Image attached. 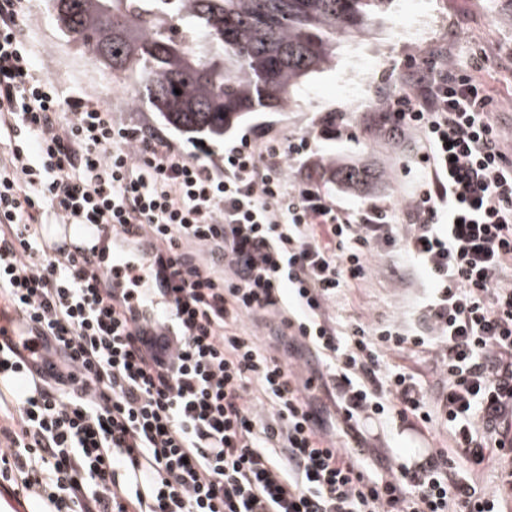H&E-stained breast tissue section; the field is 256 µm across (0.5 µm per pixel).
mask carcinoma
Here are the masks:
<instances>
[{
	"instance_id": "cac0c4a2",
	"label": "carcinoma",
	"mask_w": 512,
	"mask_h": 512,
	"mask_svg": "<svg viewBox=\"0 0 512 512\" xmlns=\"http://www.w3.org/2000/svg\"><path fill=\"white\" fill-rule=\"evenodd\" d=\"M52 16L112 77L193 141H224L250 112L276 111L335 58L338 39L388 17L394 0H49ZM180 89L176 94L174 89ZM367 190L368 168L335 165Z\"/></svg>"
}]
</instances>
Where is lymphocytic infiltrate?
Returning <instances> with one entry per match:
<instances>
[{"label":"lymphocytic infiltrate","mask_w":512,"mask_h":512,"mask_svg":"<svg viewBox=\"0 0 512 512\" xmlns=\"http://www.w3.org/2000/svg\"><path fill=\"white\" fill-rule=\"evenodd\" d=\"M30 0H0V292L24 329L0 377L25 389L0 425V479L56 512H504L512 501V159L486 82L420 70L381 115L421 131L428 181L406 224L324 191L314 137L229 143L203 162L33 64ZM296 161V177L286 163ZM44 224H127L157 237L174 335L139 329L132 289L47 253ZM402 243L429 287L416 323L342 326L331 308L372 250ZM275 321L276 345L252 323ZM424 352L425 368L390 363ZM309 357L347 436L370 412L448 430L426 468L328 439ZM54 363L51 374L37 368ZM262 399H255L254 390ZM496 464L498 481L472 475ZM143 474L122 482L120 470Z\"/></svg>","instance_id":"obj_1"}]
</instances>
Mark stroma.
Here are the masks:
<instances>
[{
	"label": "stroma",
	"instance_id": "1",
	"mask_svg": "<svg viewBox=\"0 0 512 512\" xmlns=\"http://www.w3.org/2000/svg\"><path fill=\"white\" fill-rule=\"evenodd\" d=\"M512 11L507 0H398L391 18L365 34L344 39L332 66L314 74L293 92L288 108L258 112L238 125L237 134L266 141L318 130L316 159L336 158L382 172L369 190L337 191L326 183L341 207L354 211L367 204L403 213L425 171L422 132L392 139L371 128L373 113L400 95L411 93L414 67L439 65L482 77L493 98L491 119L512 156ZM36 65L75 94L92 96L112 110L114 120L137 124L173 140L184 150L192 143L165 125L149 108L137 105V78L107 77L80 41L56 26L47 0H32L26 29ZM344 116L341 132L323 130L331 114ZM423 287L413 264L399 250L381 249L362 279L341 288L333 306L344 321H396L409 311Z\"/></svg>",
	"mask_w": 512,
	"mask_h": 512
}]
</instances>
